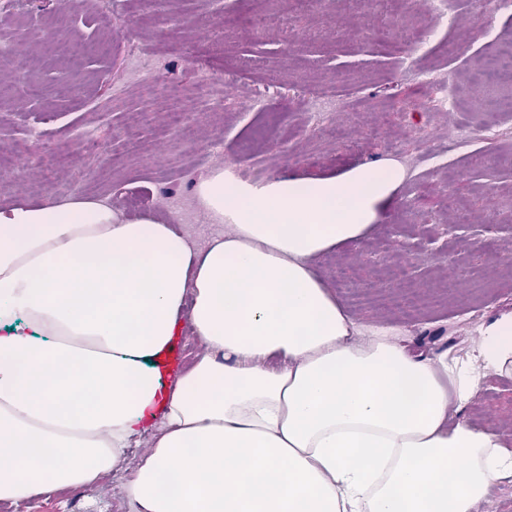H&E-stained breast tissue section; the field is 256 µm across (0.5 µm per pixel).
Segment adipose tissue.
<instances>
[{"label": "adipose tissue", "mask_w": 512, "mask_h": 512, "mask_svg": "<svg viewBox=\"0 0 512 512\" xmlns=\"http://www.w3.org/2000/svg\"><path fill=\"white\" fill-rule=\"evenodd\" d=\"M405 178L391 159L260 188L214 169L196 203L232 224L202 249L176 213L0 204V503L122 469L132 512H476L512 449L460 415L512 374V311L464 353L416 355L316 268ZM185 325L204 351L169 386Z\"/></svg>", "instance_id": "ef3b65f1"}]
</instances>
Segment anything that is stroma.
<instances>
[{"mask_svg":"<svg viewBox=\"0 0 512 512\" xmlns=\"http://www.w3.org/2000/svg\"><path fill=\"white\" fill-rule=\"evenodd\" d=\"M16 0L0 6V202L105 199L135 216L179 211L196 246L223 233L197 210L217 151L243 183L314 178L383 159L407 178L364 240L317 268L358 322L417 354L461 353L512 311V107L477 83L512 45V9L455 0ZM461 106L439 112L398 32ZM321 106L328 123L307 113ZM488 123L492 144L465 142ZM403 270L404 279L393 276ZM465 421L512 448V379L489 378Z\"/></svg>","mask_w":512,"mask_h":512,"instance_id":"35a3bbf8","label":"stroma"}]
</instances>
